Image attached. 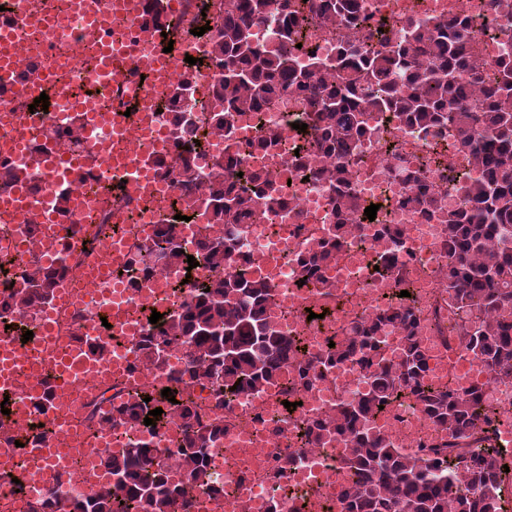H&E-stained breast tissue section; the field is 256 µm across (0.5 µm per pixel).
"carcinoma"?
<instances>
[{"label":"carcinoma","instance_id":"cac0c4a2","mask_svg":"<svg viewBox=\"0 0 512 512\" xmlns=\"http://www.w3.org/2000/svg\"><path fill=\"white\" fill-rule=\"evenodd\" d=\"M492 2L505 20L499 33L512 36V0ZM366 7L365 0H229L224 22L211 35V56L224 62L216 93L228 98V105L209 121L218 133L228 132L234 113L267 107L285 90L308 101L309 133L299 150L303 156L317 151L336 156L317 174L332 191L339 212L319 251L304 260L311 276L337 259L354 224L366 218V203L352 188L348 156L371 131L374 113L389 112L426 131H451L454 148L477 172L461 176L462 205L445 211L436 196L416 189L405 204L429 217L437 215L445 224L443 279L456 323L438 322L437 331L456 336L494 376L512 381V251L498 248L501 235L512 226V58L485 60L473 50L478 37L461 19L410 20L397 32H376L375 44L341 47L334 64L315 59L305 69L293 65L295 54H313L300 13L308 10L338 25H354L365 18ZM268 20L277 23L276 39L264 47L256 42L253 28ZM194 80L191 68L174 86L171 102L182 103ZM239 164L236 156L215 159L207 176L211 192L181 203L180 212L204 211L211 222L227 228L226 236L204 244L216 266L233 251L248 221L288 207L283 185L270 175L250 171L233 178ZM173 173L187 187L200 181L187 161ZM155 257L172 266L187 263L168 231L142 244L136 260L148 264ZM380 265L395 283L391 302L371 321L355 322L327 359L331 365L360 357L370 371L369 388L337 405L336 413L309 422L302 436L314 444L335 437L348 442L343 466L352 484L340 502L341 512H504L503 490L512 478V462L492 444L494 409L484 400L483 386L459 392L426 383L427 363L418 340L421 312L411 298L400 296L410 287L396 255L382 257ZM65 272L60 266L29 274L12 295L13 306L24 311L47 302ZM270 291L268 282L243 273L201 285L162 328L141 337L140 363L161 369L167 365V351L180 347L189 361L185 372L173 376L177 383L187 373L210 382L219 397L234 386L241 391L271 383L281 362L297 352V342L277 334L265 318ZM389 325L402 336L394 359L384 355L376 338ZM172 395L178 404L136 392L115 409L112 420L142 425L149 411L160 408L163 413L153 418L158 424L171 409L178 410L185 433L179 447L184 484L172 483L150 448H130L121 458L102 457L116 481L66 504L67 512H192L193 494L209 490L208 449L220 443L224 428L202 423L183 390L176 388ZM402 397L416 399L432 423L448 431V440L407 454L385 434L367 428L379 407Z\"/></svg>","mask_w":512,"mask_h":512}]
</instances>
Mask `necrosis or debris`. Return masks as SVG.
<instances>
[{"mask_svg": "<svg viewBox=\"0 0 512 512\" xmlns=\"http://www.w3.org/2000/svg\"><path fill=\"white\" fill-rule=\"evenodd\" d=\"M4 21L12 34V65L0 73V85L16 84L31 55L43 44L56 40L64 46L65 76L47 88L48 108H30L23 93H16L8 104L9 113L0 115V160L15 166L30 162L36 149H51L53 156L80 159L81 166L66 171L56 168L51 159L32 170L28 181L12 190L0 189V199L16 192L29 199L44 221L40 224L0 221V343L22 350L25 331L34 336L49 334L52 357L25 358L7 389L12 400H28L39 376L54 369L56 360L67 359L75 342L97 344L103 349L93 365L75 362L68 383L72 413H56L51 408H30L23 426L37 431L35 440L26 441L15 452V465L24 472L22 489L12 483L0 485V512H29L43 506L53 512L52 502L92 494L109 485L113 478L100 468V457L121 455L136 444H148L158 460L167 466L173 483H180L177 464L179 445L184 437L178 416L148 430L130 424L114 426L107 419L114 406L127 401L129 394L150 386L160 391L173 387L172 372L185 364L183 350L170 351L165 369L147 370L138 361L137 343L151 328L149 311L164 302L165 313L180 311L198 286L224 274L260 275L255 259L272 254L279 265L269 276L270 296L267 318L279 335L300 340L302 349L282 364L276 380L266 386L235 397L217 398L209 382L184 379L202 422L221 424L224 438L212 450L211 491L198 496L197 512H238L245 499L271 502L277 499L291 505L303 501L318 512H336L340 495L350 484L341 466L346 446L340 441L320 445L302 444L299 434L307 422L334 412L336 403L362 394L368 373L354 361L330 368L323 362L330 343L342 339L349 325L372 316L385 305L392 281L380 278L374 267L391 243L379 238L380 225L399 228L403 246L395 251L411 284L413 303L421 313L419 340L427 361L428 383L442 385L456 379L459 387L481 383L495 410L496 426L512 425V382L493 377L480 361L456 340L433 330L434 310L441 304L440 271L446 264L442 247L444 227L438 220L402 207L408 187L395 172L417 170L428 188L443 201L457 202L448 188L449 173H463L465 161L456 153L448 133L426 132L401 124L395 118L381 116L372 134L358 144L352 158V186L364 199L379 204L376 220L362 221L343 247L341 256L325 271L324 281L309 278L304 259L318 249L337 222V213L323 183L306 177L293 164L296 132L292 127L307 103L292 93L281 94L275 104L260 112L237 114L230 135L217 134L207 119L221 111L215 93L220 73L209 53L207 39L187 35L175 42L181 55L171 72L179 78L187 69V57L202 59L203 64L179 111L169 108V88L149 89L139 77L99 75L92 66L97 53L86 34L87 19L77 0H33V5L48 23L37 26L20 15L17 0H0ZM371 19L360 26H338L316 15L308 16L305 27L315 57L335 60L339 46L371 42L375 22L384 19L392 29H400L410 18L445 21L467 17L472 28L480 30L479 50L494 60L512 57V39L491 37L484 30L493 17L489 0H372ZM129 80L131 96L148 100L150 128H142L133 117L123 120L122 131L111 124L96 128L93 136L82 139L80 147L61 145L56 133L76 125L77 112L98 113L112 109L114 83ZM280 134L277 147L248 154L244 148L267 131ZM110 146L128 159H136L146 150L158 153L169 166L178 167L189 159L205 171L218 156L241 155L246 170L262 169L285 183L288 210L250 223L243 239L223 266H215L206 257L202 245L206 239L223 236L224 227L209 223L197 214L186 223L171 224L174 205L186 190L172 178H158L153 198H146L138 182L125 183L118 192L95 179L78 180L79 169L109 164V155L98 153L97 144ZM69 192L68 215H59L54 200L58 193ZM109 223L112 233L103 238H85L82 249L58 245L56 238L64 226L79 229L89 224ZM173 228L179 247L192 255L193 269L153 263L149 267L112 264L114 252L134 251L137 244L155 239ZM69 267L59 280L53 298L35 313L17 311L11 305L16 288L22 287L27 274L49 265ZM333 286L332 297H324L323 283ZM120 290L128 326L125 335H114L104 325L112 316V292ZM322 303L326 315L314 323L307 308ZM312 362V385L301 388L300 363ZM297 389L300 405L295 413L284 407L286 393ZM99 402L102 422L89 421L92 402ZM384 432L393 445L414 454L443 438L415 401L402 398L383 409L370 423ZM53 447L45 457L43 447ZM57 475L53 481L40 480L44 465Z\"/></svg>", "mask_w": 512, "mask_h": 512, "instance_id": "4bbe7bcc", "label": "necrosis or debris"}]
</instances>
